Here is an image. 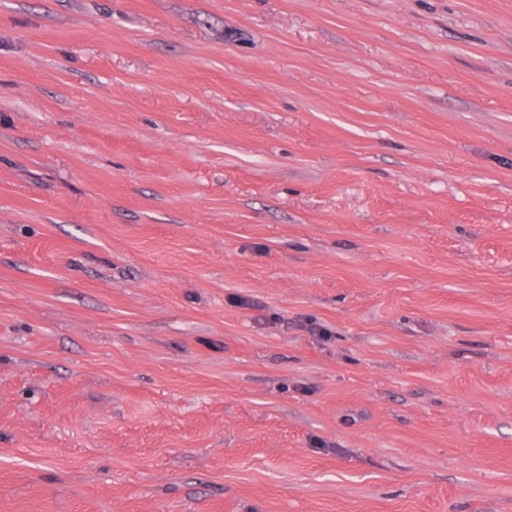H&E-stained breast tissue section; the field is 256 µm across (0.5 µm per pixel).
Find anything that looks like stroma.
Returning <instances> with one entry per match:
<instances>
[{"mask_svg": "<svg viewBox=\"0 0 512 512\" xmlns=\"http://www.w3.org/2000/svg\"><path fill=\"white\" fill-rule=\"evenodd\" d=\"M0 512H512V0H0Z\"/></svg>", "mask_w": 512, "mask_h": 512, "instance_id": "1", "label": "stroma"}]
</instances>
